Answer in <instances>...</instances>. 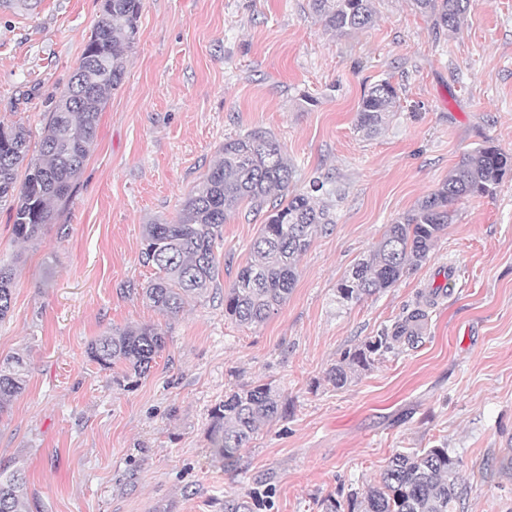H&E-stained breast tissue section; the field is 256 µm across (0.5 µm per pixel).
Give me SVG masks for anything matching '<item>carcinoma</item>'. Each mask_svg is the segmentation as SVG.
<instances>
[{"label":"carcinoma","mask_w":512,"mask_h":512,"mask_svg":"<svg viewBox=\"0 0 512 512\" xmlns=\"http://www.w3.org/2000/svg\"><path fill=\"white\" fill-rule=\"evenodd\" d=\"M429 15L433 28L455 31L474 0H412ZM142 0H106L102 15L88 37L66 89L41 133L38 148L30 150L29 131L21 124L0 123V204L9 206L13 235L23 242L37 240L52 223L54 207L69 202L74 184L96 143L102 104L126 74V52L133 47ZM323 26L347 34L369 27L373 0H309ZM398 101L397 89L382 80L364 91L356 127L370 136L387 123ZM512 171V154L489 144L461 159L442 186L417 207L386 227L379 243L339 283L337 296L359 301L392 287L407 267L419 265L448 227L451 208L468 197L494 193ZM295 170L280 144L262 131L224 142L221 157L185 199L171 222L146 224L140 257L158 270L157 278L139 295L164 316L180 312L185 296L207 292L219 278L215 249L222 238L226 215L247 204L263 208L268 197L287 192ZM323 184L280 200L267 211L252 258L224 293V314L240 325L270 318L287 299L298 277L296 262L313 237L330 224L328 211L316 205L314 194ZM15 274L0 262V321L12 310ZM167 336L157 325L111 329L90 342L87 356L104 370L123 366L122 381L137 383L166 347ZM382 335L331 368L328 380L347 384L352 369L370 364V355L390 348ZM27 362L22 355L0 359V414L26 387ZM288 406L269 384L242 385L224 394L209 411L207 437L213 465L231 469L248 447L259 425L280 419ZM26 479L19 471L0 470V512H21ZM464 489L456 459L446 448L394 454L368 488L361 512H457Z\"/></svg>","instance_id":"obj_1"}]
</instances>
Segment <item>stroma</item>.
I'll return each mask as SVG.
<instances>
[{
    "instance_id": "stroma-1",
    "label": "stroma",
    "mask_w": 512,
    "mask_h": 512,
    "mask_svg": "<svg viewBox=\"0 0 512 512\" xmlns=\"http://www.w3.org/2000/svg\"><path fill=\"white\" fill-rule=\"evenodd\" d=\"M364 31L336 34L308 0H142L121 86L71 202L34 243L0 206V260L13 262L0 358L28 362L0 416V469L27 478L23 512H322L376 484L395 452L448 448L463 512H512V172L460 201L429 258L390 288L342 303L336 285L386 226L490 142L512 153V0H476L457 31H435L412 0H374ZM102 0L0 10V123L39 134L76 69ZM399 102L385 127H355L369 86ZM270 133L296 170L323 182L328 232L298 260L297 283L264 323L224 314L262 215L224 223L214 291L170 318L138 294L156 276L144 225L175 219L226 139ZM422 310L414 340L377 352L342 388L345 354ZM161 326L165 351L136 385L86 354L110 328ZM270 384L287 417L260 426L235 470L211 464V407L240 384Z\"/></svg>"
}]
</instances>
